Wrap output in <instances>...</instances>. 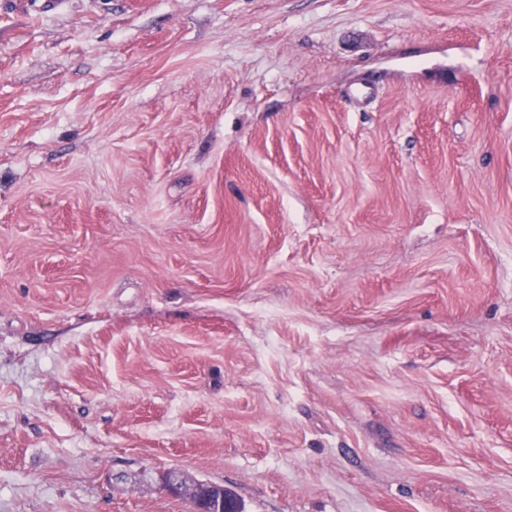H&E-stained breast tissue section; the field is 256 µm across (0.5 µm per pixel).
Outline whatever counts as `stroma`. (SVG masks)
<instances>
[{"mask_svg": "<svg viewBox=\"0 0 512 512\" xmlns=\"http://www.w3.org/2000/svg\"><path fill=\"white\" fill-rule=\"evenodd\" d=\"M512 512V0H0V512ZM163 487L168 495L174 498L186 499L190 503H192L193 493L198 488L197 485L187 484L183 477L176 472H168L164 475ZM194 505V512H209L214 510L213 507H211L205 500L202 499H197Z\"/></svg>", "mask_w": 512, "mask_h": 512, "instance_id": "stroma-1", "label": "stroma"}]
</instances>
